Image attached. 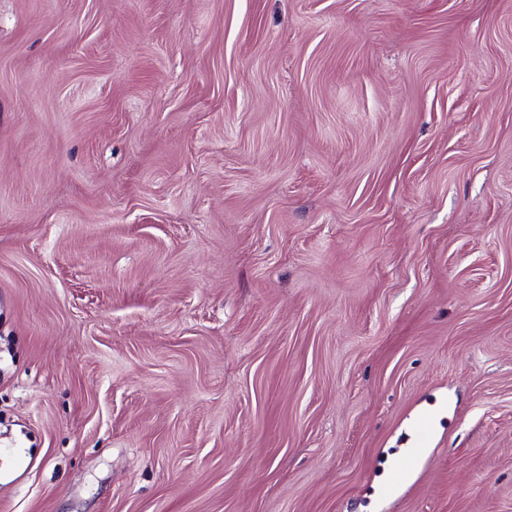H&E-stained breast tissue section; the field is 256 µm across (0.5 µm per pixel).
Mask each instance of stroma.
I'll return each instance as SVG.
<instances>
[{
  "label": "stroma",
  "instance_id": "1",
  "mask_svg": "<svg viewBox=\"0 0 512 512\" xmlns=\"http://www.w3.org/2000/svg\"><path fill=\"white\" fill-rule=\"evenodd\" d=\"M0 512H512V0H0Z\"/></svg>",
  "mask_w": 512,
  "mask_h": 512
}]
</instances>
